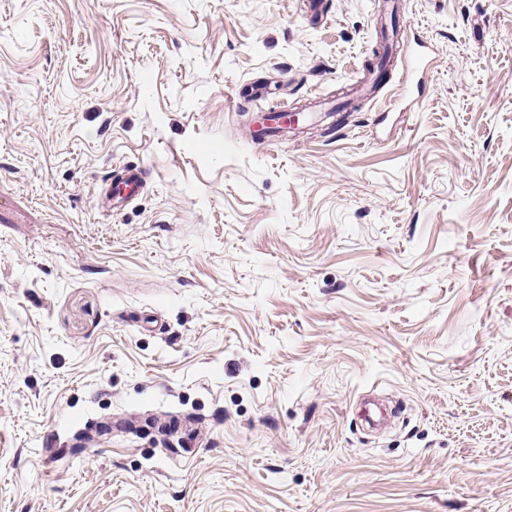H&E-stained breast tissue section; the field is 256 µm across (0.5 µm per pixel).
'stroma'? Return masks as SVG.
I'll use <instances>...</instances> for the list:
<instances>
[{"mask_svg": "<svg viewBox=\"0 0 512 512\" xmlns=\"http://www.w3.org/2000/svg\"><path fill=\"white\" fill-rule=\"evenodd\" d=\"M0 512H512V0H0Z\"/></svg>", "mask_w": 512, "mask_h": 512, "instance_id": "35a3bbf8", "label": "stroma"}]
</instances>
